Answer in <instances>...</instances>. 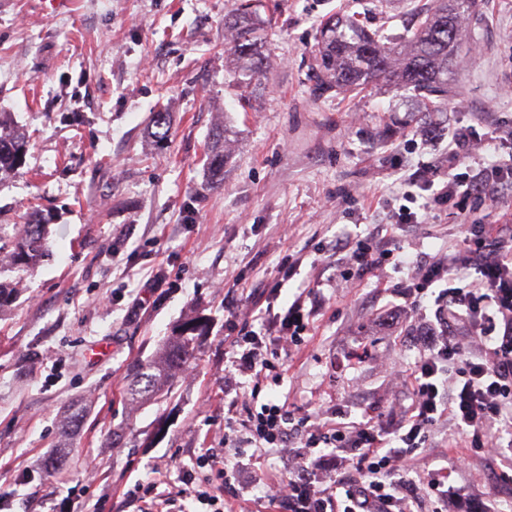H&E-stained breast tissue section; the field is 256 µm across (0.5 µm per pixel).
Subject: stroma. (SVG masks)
I'll return each mask as SVG.
<instances>
[{
	"label": "stroma",
	"instance_id": "obj_1",
	"mask_svg": "<svg viewBox=\"0 0 512 512\" xmlns=\"http://www.w3.org/2000/svg\"><path fill=\"white\" fill-rule=\"evenodd\" d=\"M241 2L0 0V112L29 141L20 174L0 182V228L13 233L34 208L52 218L49 257L10 273L14 299L0 311V512H152L172 488L223 487L224 421L241 419L224 403V352L251 324L242 288L276 277L292 250L307 260L283 296L318 281L324 304L269 393L315 424L386 421L409 397L391 370L420 350L413 322H378L408 271L390 263L345 288L315 244L379 226L416 259L457 244L466 213L491 224L512 208L506 195L478 211L432 208L407 231L390 221L405 179L435 159L421 145L433 117L484 138L512 128V0H476L473 52L449 73L436 116L401 90L319 96L310 79L321 19L355 13L396 36L428 0H262L269 66L244 91L224 53V19ZM160 109L170 134L158 142ZM220 124L235 141L215 189L203 163ZM159 271L167 286L147 287ZM195 316L210 325L195 360L167 395L131 402L132 364ZM76 411L79 428L66 430ZM452 431L436 426L411 478L423 487L446 473L448 512H512V480L497 463L460 464ZM209 448L213 462L200 465ZM53 450L62 469L32 470Z\"/></svg>",
	"mask_w": 512,
	"mask_h": 512
}]
</instances>
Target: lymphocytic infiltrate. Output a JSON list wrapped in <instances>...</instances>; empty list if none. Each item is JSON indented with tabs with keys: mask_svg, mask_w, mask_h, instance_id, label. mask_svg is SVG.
Returning <instances> with one entry per match:
<instances>
[{
	"mask_svg": "<svg viewBox=\"0 0 512 512\" xmlns=\"http://www.w3.org/2000/svg\"><path fill=\"white\" fill-rule=\"evenodd\" d=\"M447 164L429 165L410 179L428 191V203L459 200L475 207L512 192V156L486 161L474 136L448 137ZM458 248L416 263L398 283L403 312L421 316L422 349L401 377L413 392L408 409H393L392 425L374 419L310 423L275 398L261 399L268 383H280L288 358L306 341L315 301L313 288L280 304L281 290L296 275L301 253L289 254L280 278L255 284L265 300L251 318L255 329L238 336L225 353L224 393L246 417L224 435V484L233 498L263 491L275 512H418L420 489L409 463L429 447L438 422L449 421L469 455L512 468L502 434L512 429V213L495 224H465ZM336 276L360 284L368 274L400 260L378 233L337 239ZM477 337L479 348L463 335ZM294 447L296 469L261 480L244 461L247 449ZM331 488H323L325 473Z\"/></svg>",
	"mask_w": 512,
	"mask_h": 512,
	"instance_id": "1",
	"label": "lymphocytic infiltrate"
}]
</instances>
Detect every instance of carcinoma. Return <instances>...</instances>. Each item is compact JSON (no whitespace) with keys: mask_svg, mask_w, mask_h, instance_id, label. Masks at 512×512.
Masks as SVG:
<instances>
[{"mask_svg":"<svg viewBox=\"0 0 512 512\" xmlns=\"http://www.w3.org/2000/svg\"><path fill=\"white\" fill-rule=\"evenodd\" d=\"M475 0H431L415 26L395 39L366 29L358 19L331 15L318 28L315 51L318 69L316 89L324 92L361 91L370 84L412 90L422 98L424 111L436 112L448 99V69L463 48L461 20L471 14ZM261 20L247 6L224 21L227 55L234 65L237 81L248 88L264 77L267 57L261 50ZM234 131L223 125L213 133V145L205 169L214 188L224 185ZM28 140L8 112L0 113V180L19 173L24 164ZM24 230L4 238L0 230V254L7 253L10 265L28 273L49 255V224L38 209L28 214ZM207 332L201 318L185 321L159 355L134 367L128 394L134 400L157 397L165 383L181 372L195 357L200 339Z\"/></svg>","mask_w":512,"mask_h":512,"instance_id":"carcinoma-1","label":"carcinoma"}]
</instances>
